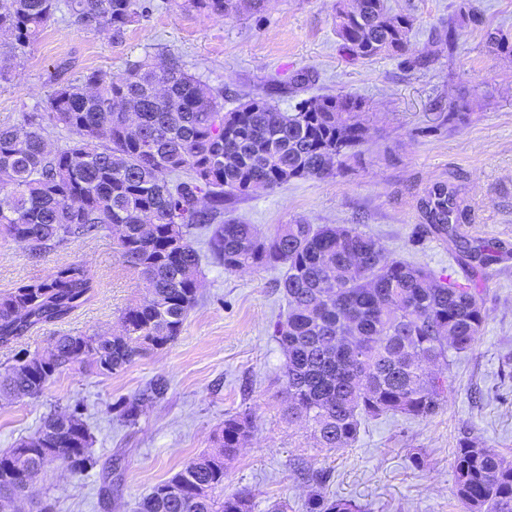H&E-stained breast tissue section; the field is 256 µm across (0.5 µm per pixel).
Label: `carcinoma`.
Here are the masks:
<instances>
[{"label": "carcinoma", "instance_id": "1", "mask_svg": "<svg viewBox=\"0 0 512 512\" xmlns=\"http://www.w3.org/2000/svg\"><path fill=\"white\" fill-rule=\"evenodd\" d=\"M266 0H183L208 17L233 19L264 9ZM341 2L335 31L353 59L404 58L412 20L393 14L387 0ZM83 28H104L113 41L142 13L141 0H6L0 5V81L9 61L36 40L55 13ZM363 102L323 94L281 110L252 97L224 110V90L189 73L181 60L160 66L147 54L117 79L92 71L58 82L44 112L21 127H0V235L34 255L71 238H91L116 225L124 263L149 283V296L127 308L121 334L67 333L46 353L19 355L0 367V400L35 399L57 374L84 364L112 375L180 336L198 300L201 253L193 230L209 232L208 250L226 271L282 267L278 287L288 316L274 336L286 354L285 415L304 423L318 448L352 446L362 424L402 414L424 420L448 396V349H472L482 335V289L472 278L443 279L422 266L390 257L373 236L355 227L296 220L263 237L251 224L224 216V205L254 190L324 179L349 166L369 136ZM60 144L50 150L46 128ZM431 233L456 235L464 209L448 184L426 188L418 200ZM81 263L0 294V345L32 329L66 320L93 292ZM157 379L119 404L128 423L148 402L162 398ZM246 416L228 415L204 453L142 498L137 512H253L246 489L224 487V468L248 437ZM92 436L79 407L46 413L37 431L0 451V512H10L28 489L27 478L53 461L73 473L97 465ZM455 496L463 512H512V463L494 449L462 441L454 451ZM306 512H361L328 497L323 475Z\"/></svg>", "mask_w": 512, "mask_h": 512}]
</instances>
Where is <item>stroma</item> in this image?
I'll list each match as a JSON object with an SVG mask.
<instances>
[{"label":"stroma","mask_w":512,"mask_h":512,"mask_svg":"<svg viewBox=\"0 0 512 512\" xmlns=\"http://www.w3.org/2000/svg\"><path fill=\"white\" fill-rule=\"evenodd\" d=\"M388 3L413 16L410 44L424 65L413 69L389 56L349 60L335 33L336 0H267L262 12L227 20L176 0H143L142 15L119 41L56 15L12 81L0 82V127L43 111L54 77L72 81L95 70L116 78L148 54L180 56L189 73L223 87L228 109L263 91L287 112L316 94L362 98L370 136L349 169L256 191L232 215L265 236L293 220L351 225L378 238L391 257L458 279L457 247L427 232L418 209L427 186H456L466 204L463 240L501 258L475 273L484 291V330L472 351L449 353L448 397L438 414L371 419L352 447H315L307 425L283 416L285 355L274 336L288 312L277 286L282 269L228 272L207 255L199 301L175 342L112 375L67 370L37 399L0 402V450L35 433L49 410L67 406L81 407L93 436L97 466L75 474L49 464L34 480L35 498L56 500V512H134L154 486L213 450L225 416L242 412L251 433L226 466L224 488L251 491L254 512L276 501L287 502L288 512H305L307 472L323 473L327 495L354 500L364 512H460L453 495L460 441L485 443L512 462V52L486 44L498 29L512 36V0ZM451 22L458 46L448 52L433 34ZM299 70L312 72L308 88L291 87ZM452 112L461 120L448 123ZM71 263L84 264L93 277L90 300L66 320L0 348V365L16 353L45 350L65 333H116L124 310L147 293L108 230L38 256L0 237V293ZM158 378L167 383L164 396L144 407L137 424L124 423L117 402Z\"/></svg>","instance_id":"35a3bbf8"}]
</instances>
